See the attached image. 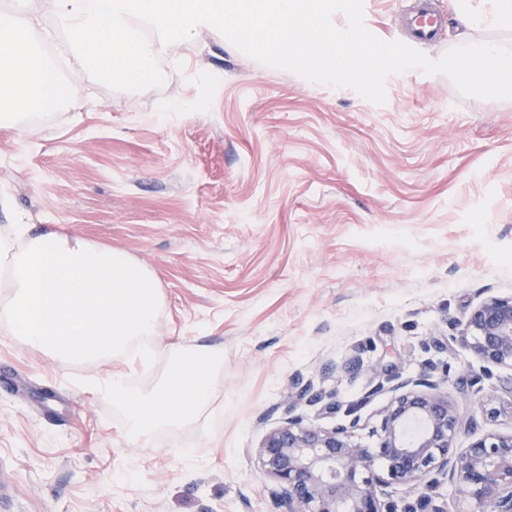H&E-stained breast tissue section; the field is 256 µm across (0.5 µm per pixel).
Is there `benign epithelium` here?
<instances>
[{"instance_id":"obj_1","label":"benign epithelium","mask_w":512,"mask_h":512,"mask_svg":"<svg viewBox=\"0 0 512 512\" xmlns=\"http://www.w3.org/2000/svg\"><path fill=\"white\" fill-rule=\"evenodd\" d=\"M459 339L484 368L512 371V297L480 302ZM444 384L429 372L405 377L380 368L375 391L392 396L379 411L373 447L355 440L361 417L353 410L333 428L310 421L300 408L323 394L302 387L259 449L271 499L284 512H392L379 491L398 485L415 497L403 512H441L431 493L445 479L475 512H512V432L457 447L462 422Z\"/></svg>"}]
</instances>
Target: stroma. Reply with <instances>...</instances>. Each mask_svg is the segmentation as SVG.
I'll return each mask as SVG.
<instances>
[{"label": "stroma", "mask_w": 512, "mask_h": 512, "mask_svg": "<svg viewBox=\"0 0 512 512\" xmlns=\"http://www.w3.org/2000/svg\"><path fill=\"white\" fill-rule=\"evenodd\" d=\"M406 0H364L403 37ZM162 87L113 90L66 69L75 98L0 128V225L58 224L125 251L162 287L145 364L61 362L0 332V512H282L258 449L302 386L322 427L359 409L373 444L376 367L448 380L465 448L512 431V371L459 340L470 310L512 297V100L461 97L442 75L390 76L377 106L206 30ZM224 353L207 411L130 438L98 385L139 390L171 355ZM361 359L356 377L346 364Z\"/></svg>", "instance_id": "35a3bbf8"}]
</instances>
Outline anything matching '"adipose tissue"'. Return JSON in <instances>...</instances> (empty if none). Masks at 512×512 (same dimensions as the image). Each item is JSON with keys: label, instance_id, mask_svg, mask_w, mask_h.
Listing matches in <instances>:
<instances>
[{"label": "adipose tissue", "instance_id": "1", "mask_svg": "<svg viewBox=\"0 0 512 512\" xmlns=\"http://www.w3.org/2000/svg\"><path fill=\"white\" fill-rule=\"evenodd\" d=\"M455 21L459 74H512V48L471 38L478 28L511 26L512 0H456ZM160 303L157 278L124 252L70 241L53 224L0 230V330L50 357L145 360ZM223 363L219 350L202 348L175 356L152 392L132 390L122 374L101 388L124 413L130 436L145 440L202 414Z\"/></svg>", "mask_w": 512, "mask_h": 512}]
</instances>
